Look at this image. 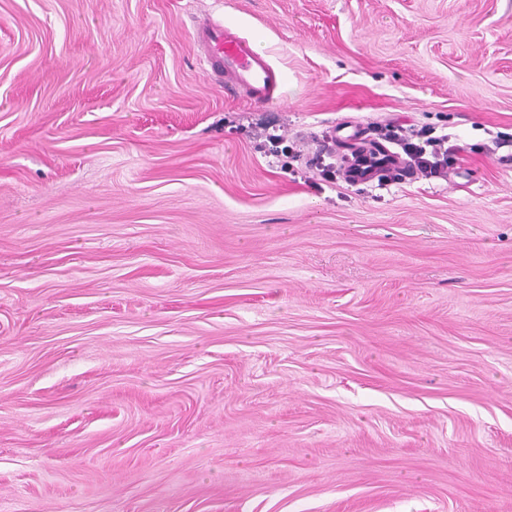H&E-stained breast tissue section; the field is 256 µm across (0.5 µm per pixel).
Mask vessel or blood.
Returning <instances> with one entry per match:
<instances>
[{"label":"vessel or blood","mask_w":512,"mask_h":512,"mask_svg":"<svg viewBox=\"0 0 512 512\" xmlns=\"http://www.w3.org/2000/svg\"><path fill=\"white\" fill-rule=\"evenodd\" d=\"M194 42L205 69L222 78L227 90L259 104L282 99L283 74L253 40L207 16L196 22Z\"/></svg>","instance_id":"vessel-or-blood-1"}]
</instances>
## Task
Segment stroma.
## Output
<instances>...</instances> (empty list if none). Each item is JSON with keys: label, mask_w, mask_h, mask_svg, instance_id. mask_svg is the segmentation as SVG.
Segmentation results:
<instances>
[{"label": "stroma", "mask_w": 512, "mask_h": 512, "mask_svg": "<svg viewBox=\"0 0 512 512\" xmlns=\"http://www.w3.org/2000/svg\"><path fill=\"white\" fill-rule=\"evenodd\" d=\"M391 119L444 176H320ZM501 133L512 0H0V512H512ZM193 29L200 61L207 71L224 80V89L259 104H275L282 99L283 74L271 62L268 51L208 16L200 18Z\"/></svg>", "instance_id": "stroma-1"}]
</instances>
